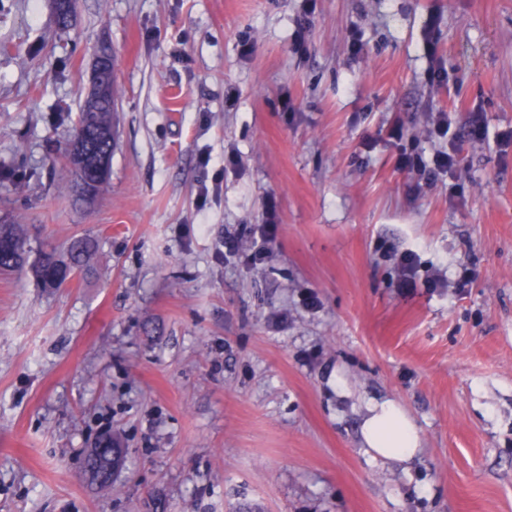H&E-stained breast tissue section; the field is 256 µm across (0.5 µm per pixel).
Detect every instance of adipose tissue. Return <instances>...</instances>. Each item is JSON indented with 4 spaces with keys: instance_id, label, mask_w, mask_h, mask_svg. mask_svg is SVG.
<instances>
[{
    "instance_id": "ef3b65f1",
    "label": "adipose tissue",
    "mask_w": 512,
    "mask_h": 512,
    "mask_svg": "<svg viewBox=\"0 0 512 512\" xmlns=\"http://www.w3.org/2000/svg\"><path fill=\"white\" fill-rule=\"evenodd\" d=\"M360 432L364 445L377 459L407 461L419 450L414 421L390 400L368 404Z\"/></svg>"
}]
</instances>
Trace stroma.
Segmentation results:
<instances>
[{"instance_id": "1", "label": "stroma", "mask_w": 512, "mask_h": 512, "mask_svg": "<svg viewBox=\"0 0 512 512\" xmlns=\"http://www.w3.org/2000/svg\"><path fill=\"white\" fill-rule=\"evenodd\" d=\"M104 44L120 137L85 203L55 169ZM474 107L512 127V0H77L66 31L50 0H0V164L27 173L0 216L98 244L59 288L0 274V512H512V150L460 139L453 198L396 167L436 148L427 113L461 131ZM271 197L254 269L224 239ZM386 398L413 461L361 443ZM105 434L125 460L101 486ZM417 257V254L412 250L401 253L392 252L387 255V258L393 262L399 272L403 288H412L415 285ZM121 448H97L85 460V469L96 483H108L121 466Z\"/></svg>"}]
</instances>
